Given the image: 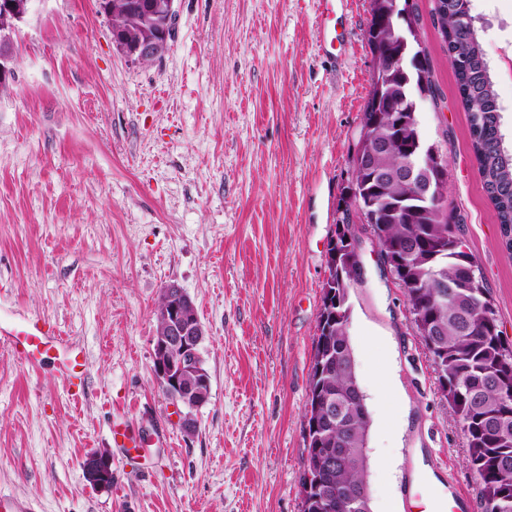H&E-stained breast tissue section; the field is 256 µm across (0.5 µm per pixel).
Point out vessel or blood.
I'll return each mask as SVG.
<instances>
[{"label": "vessel or blood", "instance_id": "vessel-or-blood-1", "mask_svg": "<svg viewBox=\"0 0 512 512\" xmlns=\"http://www.w3.org/2000/svg\"><path fill=\"white\" fill-rule=\"evenodd\" d=\"M8 339L19 358L28 366L35 367L44 352L56 349L60 352L63 370L75 372L80 367L79 355L66 347L60 333L41 317L24 318L21 327H13L0 320V338ZM115 447H142L143 441L138 429L132 423H124L112 430ZM433 512H467V503L455 488L438 490L432 500Z\"/></svg>", "mask_w": 512, "mask_h": 512}]
</instances>
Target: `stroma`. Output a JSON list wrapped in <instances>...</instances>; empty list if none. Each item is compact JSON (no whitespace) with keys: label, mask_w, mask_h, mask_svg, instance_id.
Segmentation results:
<instances>
[{"label":"stroma","mask_w":512,"mask_h":512,"mask_svg":"<svg viewBox=\"0 0 512 512\" xmlns=\"http://www.w3.org/2000/svg\"><path fill=\"white\" fill-rule=\"evenodd\" d=\"M420 17L438 95L417 114L512 344V253L479 175L468 115L433 18ZM169 50L133 63L96 0H34L0 89V314L37 315L80 350L29 370L0 341V492L33 512H302L326 246L342 218L370 91V0H343L336 56L318 0H176ZM512 141V0H471ZM349 290V336L371 415L372 512H426L414 472L476 507L461 424L371 244ZM177 284L206 329L209 398L184 432L154 370V311ZM130 421L150 445L112 444ZM109 451L112 484L87 455ZM87 477L94 487H106L112 484V458L105 451L92 453L87 457Z\"/></svg>","instance_id":"35a3bbf8"}]
</instances>
